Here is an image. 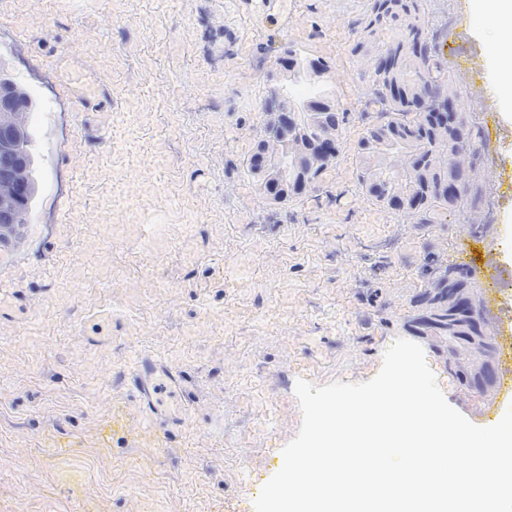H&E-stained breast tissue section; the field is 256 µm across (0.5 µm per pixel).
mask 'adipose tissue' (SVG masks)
I'll return each mask as SVG.
<instances>
[{"label":"adipose tissue","mask_w":512,"mask_h":512,"mask_svg":"<svg viewBox=\"0 0 512 512\" xmlns=\"http://www.w3.org/2000/svg\"><path fill=\"white\" fill-rule=\"evenodd\" d=\"M473 32L485 47L489 90L504 120H512V0H472Z\"/></svg>","instance_id":"1"}]
</instances>
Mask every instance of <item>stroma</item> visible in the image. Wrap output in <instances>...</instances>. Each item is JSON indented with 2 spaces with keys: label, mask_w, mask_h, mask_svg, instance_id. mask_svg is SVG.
Masks as SVG:
<instances>
[{
  "label": "stroma",
  "mask_w": 512,
  "mask_h": 512,
  "mask_svg": "<svg viewBox=\"0 0 512 512\" xmlns=\"http://www.w3.org/2000/svg\"><path fill=\"white\" fill-rule=\"evenodd\" d=\"M372 0H292L308 28L250 29L245 0H0V61L55 112L54 165L70 191L52 223L0 245V281L23 305L0 315V512H252L283 461L301 410L297 380L361 383L416 302L442 277L487 260L512 212V124L485 88L470 0H423L430 41L470 141L469 199L419 223L359 184V141L374 124L375 60L351 54ZM334 43L355 101L340 111L339 154L302 194L270 207L249 184L266 74L286 46ZM78 87L82 102L63 85ZM102 337L100 346L82 344ZM182 372L189 412L170 448L142 436L126 385L137 357ZM425 356L471 422L490 400ZM123 429L110 447L113 410ZM92 468L93 479L83 476Z\"/></svg>",
  "instance_id": "35a3bbf8"
}]
</instances>
